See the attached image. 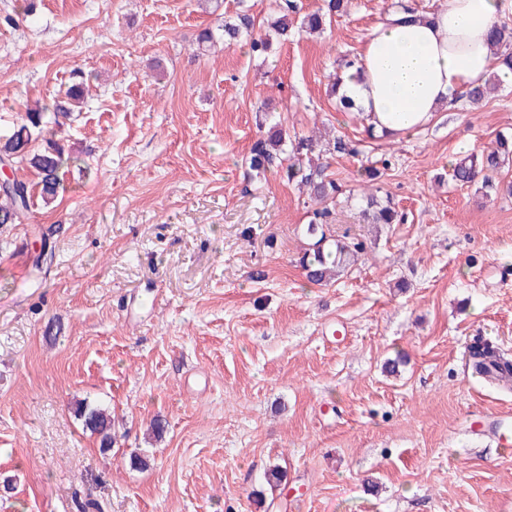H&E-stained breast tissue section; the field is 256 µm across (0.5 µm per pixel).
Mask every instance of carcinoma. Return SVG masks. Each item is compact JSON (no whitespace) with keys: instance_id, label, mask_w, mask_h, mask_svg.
I'll list each match as a JSON object with an SVG mask.
<instances>
[{"instance_id":"carcinoma-1","label":"carcinoma","mask_w":512,"mask_h":512,"mask_svg":"<svg viewBox=\"0 0 512 512\" xmlns=\"http://www.w3.org/2000/svg\"><path fill=\"white\" fill-rule=\"evenodd\" d=\"M344 0H326L325 7L304 15L299 29L309 35H321L332 17L342 11ZM292 25L288 23V12L267 22L265 32L256 31V23L249 8L239 5L234 15L224 18L221 25L222 43L225 47L244 44L257 55H267L273 41L286 40ZM496 47V65L502 70L512 71V26L506 22L495 25L491 33ZM501 81L492 75L484 84L470 89L465 97L468 104H476L498 92ZM340 73H335L330 85V94L338 99L340 107L348 112H361L351 99L341 93ZM88 89L81 80L67 88L64 98L29 108L22 124L10 136L0 139V166L16 171L20 166L31 168L39 178L40 198L44 205L55 202L62 183L60 172L70 161L61 144L59 133L64 121L78 111ZM41 141V147L32 148V142ZM360 154L352 140L337 136L326 142L314 136H290L282 123L272 120L262 134L253 142L249 151L248 168L253 178L262 180L269 174H277L295 184L305 193L313 206L308 224L302 233L305 248L299 264L307 280L321 285L336 273L355 262L364 250V243L349 231L338 232L334 224V207L342 195L341 185L328 173L327 158L356 156ZM512 166V138L503 135L496 146L479 153H472L450 167L453 182L512 196V182L500 184L496 176ZM30 189L26 181L12 176L8 184L0 188V225L20 224L30 210ZM362 216L369 224H394L398 212L390 200L380 202L370 195ZM472 373L486 382L512 388V357L502 353L493 341L476 337L466 347ZM75 415L84 427L99 437L103 450L112 447V426L106 410L85 401L77 404Z\"/></svg>"}]
</instances>
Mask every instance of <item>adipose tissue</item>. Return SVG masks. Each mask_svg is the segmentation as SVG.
<instances>
[{
  "label": "adipose tissue",
  "instance_id": "ef3b65f1",
  "mask_svg": "<svg viewBox=\"0 0 512 512\" xmlns=\"http://www.w3.org/2000/svg\"><path fill=\"white\" fill-rule=\"evenodd\" d=\"M512 13V0H445L434 12L379 23L359 55L357 78L346 93L364 108L375 132L409 135L443 108L456 106L472 86L499 73L490 31Z\"/></svg>",
  "mask_w": 512,
  "mask_h": 512
}]
</instances>
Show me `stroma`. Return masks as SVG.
I'll use <instances>...</instances> for the list:
<instances>
[{"label": "stroma", "mask_w": 512, "mask_h": 512, "mask_svg": "<svg viewBox=\"0 0 512 512\" xmlns=\"http://www.w3.org/2000/svg\"><path fill=\"white\" fill-rule=\"evenodd\" d=\"M394 2L349 0L262 59L196 50L237 0H42L14 26L21 0H0V137L90 79L63 192L0 225V512H512V450L469 429L512 391L465 364L475 336L512 354L493 273L512 274V198L448 176L512 134V86L368 137L329 80ZM265 111L361 150L329 171L366 254L328 284L298 264L305 196L247 176ZM384 155L376 196L404 220L366 224L359 170ZM37 226L54 244L38 270ZM81 400L111 412L109 452Z\"/></svg>", "instance_id": "35a3bbf8"}]
</instances>
